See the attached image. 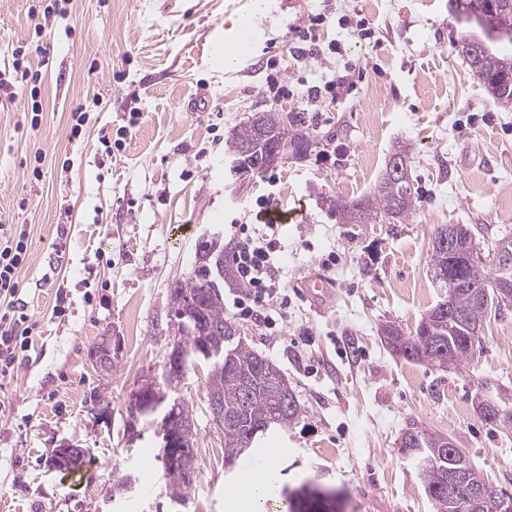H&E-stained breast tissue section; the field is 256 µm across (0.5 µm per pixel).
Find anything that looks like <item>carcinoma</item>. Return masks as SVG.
I'll return each mask as SVG.
<instances>
[{"label": "carcinoma", "mask_w": 512, "mask_h": 512, "mask_svg": "<svg viewBox=\"0 0 512 512\" xmlns=\"http://www.w3.org/2000/svg\"><path fill=\"white\" fill-rule=\"evenodd\" d=\"M475 75L486 91L501 106H512V54L492 44L482 57ZM259 121L267 132L274 134L289 151L301 145L317 148V142L294 120L286 125L281 113L267 110ZM256 141L255 125L249 121L235 126L227 138V153L235 158L242 148ZM415 196L409 169L402 175L391 176L383 171L373 191L354 198L337 197L329 200L344 224H374L376 220L391 217L393 223H404L415 210ZM215 258L196 254L193 271L186 277H178L169 285L170 311L177 313L192 303H199L206 323L222 329L230 324L224 318V282H215L210 276ZM432 274L444 273L458 281L452 292V306L463 315L457 320L437 311L432 306L409 331H391L392 322L380 324L379 331L391 354L410 362L427 363L457 369L472 358L480 344V335L470 333V326H483L492 305L475 296V289L484 283H492L503 274L496 269L467 264L450 253L448 248L430 247ZM512 280V270L503 275ZM178 347L183 351L187 367L196 363L208 366L206 395L216 396L224 409V464L237 466L249 460L269 436L297 421L302 409L294 390L282 370L269 358L254 351L239 337L229 341L227 336L197 333V324L188 318L177 322ZM142 411L127 415L123 438L132 445L142 440L143 427L153 429V435H172L184 446L182 463L178 468L164 467L167 493L186 491L185 471L196 470L194 449L196 425L185 402H180L178 414L168 416L153 411L151 398L142 397ZM479 414L505 433L512 431V392L499 387L490 391L483 410ZM401 452L416 465L426 495L434 502L436 512H458L454 500L448 497V474L461 471L471 480L484 478L466 455L458 448L454 438L431 431L415 422L410 423L401 435ZM139 474L134 471L115 472L112 475L110 499L122 500L137 488ZM288 503V512H330L322 505L321 496L336 502V492L304 483L292 491L281 490Z\"/></svg>", "instance_id": "cac0c4a2"}]
</instances>
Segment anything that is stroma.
<instances>
[{
  "mask_svg": "<svg viewBox=\"0 0 512 512\" xmlns=\"http://www.w3.org/2000/svg\"><path fill=\"white\" fill-rule=\"evenodd\" d=\"M0 0V68L23 51L42 73L38 128L24 97L0 108V224L21 225L28 258L19 286L39 336L0 382V512H112L113 471L138 468L145 486L126 512H234L240 470L206 410L207 371L189 370L177 397L193 411L198 478L173 504L156 449L127 447L130 392L162 376L169 285L187 275L201 235L237 220L261 229L265 208L290 215L281 279L294 290L335 253L330 306L295 295L281 336L239 322L243 340L276 362L303 410L268 440L283 488L309 481L339 492L345 512H434L398 447L409 422L454 436L497 492L512 495V432L484 420L480 388H512V306L488 315L465 368L393 356L378 326L412 330L438 299L429 273L437 224H467L478 249L512 233V107L486 92L453 49L469 31L448 0ZM324 55L298 65L295 27L316 9ZM250 14L257 37L224 63L233 22ZM372 38L360 39L357 22ZM43 31H36L37 23ZM358 65L350 95L314 104L302 92ZM283 93L269 97L266 78ZM84 105L90 131L68 137ZM295 113L323 145L242 185L224 170L225 141L248 116ZM107 130L121 146L106 152ZM410 147L416 207L403 224H342L327 200L369 193L394 143ZM65 312H52L56 294ZM112 341L111 376L88 352ZM65 440L87 448V473L52 469Z\"/></svg>",
  "mask_w": 512,
  "mask_h": 512,
  "instance_id": "stroma-1",
  "label": "stroma"
}]
</instances>
